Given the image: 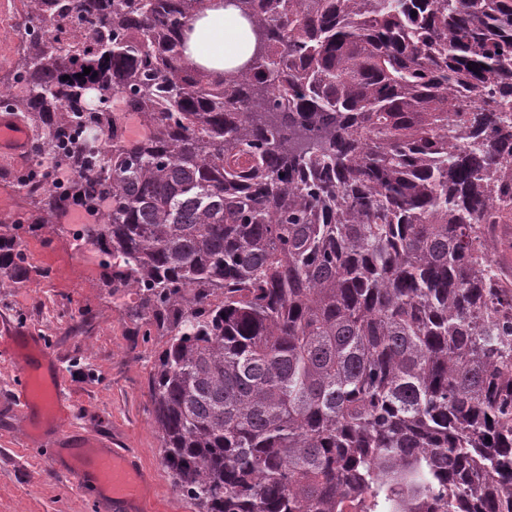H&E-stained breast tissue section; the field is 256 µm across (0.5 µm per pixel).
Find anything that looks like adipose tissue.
I'll list each match as a JSON object with an SVG mask.
<instances>
[{"label": "adipose tissue", "instance_id": "obj_1", "mask_svg": "<svg viewBox=\"0 0 512 512\" xmlns=\"http://www.w3.org/2000/svg\"><path fill=\"white\" fill-rule=\"evenodd\" d=\"M253 43L249 25L238 10L224 6L222 0H211L191 23L185 57L193 67L219 76L247 61Z\"/></svg>", "mask_w": 512, "mask_h": 512}]
</instances>
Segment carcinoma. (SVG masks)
<instances>
[{
  "instance_id": "obj_1",
  "label": "carcinoma",
  "mask_w": 512,
  "mask_h": 512,
  "mask_svg": "<svg viewBox=\"0 0 512 512\" xmlns=\"http://www.w3.org/2000/svg\"><path fill=\"white\" fill-rule=\"evenodd\" d=\"M208 2L21 0L0 81L36 132L28 229L90 210L170 336L175 487L199 512H512V0H234L258 43L219 79L183 58ZM498 241L497 250L492 256L502 272L512 277V221L511 224H496L493 227ZM511 246V247H510Z\"/></svg>"
}]
</instances>
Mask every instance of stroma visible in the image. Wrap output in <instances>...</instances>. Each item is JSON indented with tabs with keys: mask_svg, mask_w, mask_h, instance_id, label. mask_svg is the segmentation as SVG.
Instances as JSON below:
<instances>
[{
	"mask_svg": "<svg viewBox=\"0 0 512 512\" xmlns=\"http://www.w3.org/2000/svg\"><path fill=\"white\" fill-rule=\"evenodd\" d=\"M19 0H0V76L11 70L21 37ZM31 153L0 154V216L27 221L16 188ZM23 267L0 268V336L23 329L43 342V365L54 368L65 400L74 404L75 435L111 438L146 473L139 512H194L173 485L154 427L150 377L167 339L138 297L106 284L100 256H76L69 232L21 235ZM19 382L13 360L0 355V512H99L91 491L76 487L55 466L50 441L27 439L32 420L10 396Z\"/></svg>",
	"mask_w": 512,
	"mask_h": 512,
	"instance_id": "35a3bbf8",
	"label": "stroma"
}]
</instances>
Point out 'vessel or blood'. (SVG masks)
Listing matches in <instances>:
<instances>
[{"label":"vessel or blood","instance_id":"vessel-or-blood-1","mask_svg":"<svg viewBox=\"0 0 512 512\" xmlns=\"http://www.w3.org/2000/svg\"><path fill=\"white\" fill-rule=\"evenodd\" d=\"M17 366L21 371L17 405L62 427L63 419L56 411V373L42 370L31 357L18 360ZM62 451L68 457L66 473L80 486L92 487L103 512H135L144 496L145 479L127 450L113 447L107 437L99 435L76 446L63 445Z\"/></svg>","mask_w":512,"mask_h":512}]
</instances>
